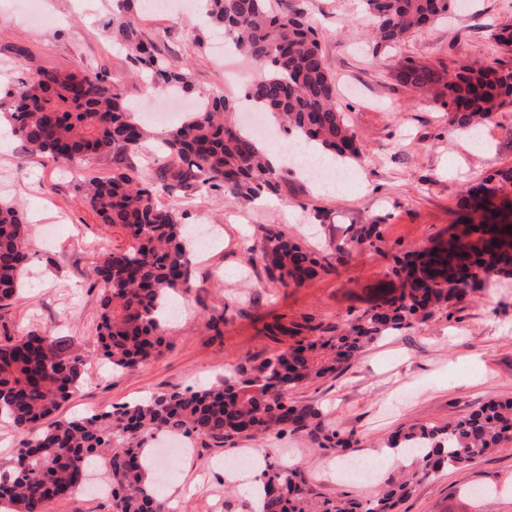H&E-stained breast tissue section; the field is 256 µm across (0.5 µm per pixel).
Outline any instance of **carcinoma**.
<instances>
[{"instance_id": "obj_1", "label": "carcinoma", "mask_w": 512, "mask_h": 512, "mask_svg": "<svg viewBox=\"0 0 512 512\" xmlns=\"http://www.w3.org/2000/svg\"><path fill=\"white\" fill-rule=\"evenodd\" d=\"M207 20L224 31L261 77L245 99L275 119L288 135L354 164L364 149L349 129L335 98V79L310 19L272 0H200ZM458 0H365L372 36L397 43L447 18ZM112 39L127 52L146 82L188 93L184 71L172 69L146 37L138 0H117ZM488 37L512 52V24L489 29ZM399 83L417 91L435 89L448 120L463 132L479 128L494 112L512 105V68L465 65L451 78L408 63ZM13 136L28 155L67 165L112 160V174L80 185L101 223L121 226L134 244L102 254L95 267L99 288L96 326L99 357L114 371L133 368L161 352L166 342L167 303L191 288L187 227L159 194L222 188L236 201L279 190V173L267 162L256 137L235 126V102L220 95L189 112L158 140L159 164L151 180L129 163L150 132L126 106L118 87L97 74L47 71L20 78L9 91ZM466 223L452 224L448 240L397 259L402 286L371 310L355 316L334 336L304 337L266 359L253 376L60 418L62 402L79 390L85 359L51 333H28L0 341V421L20 434V448L0 471V512H48L51 503L81 490L80 476L96 465L108 471L111 512H167L148 463L161 435L224 447L233 437L299 433L319 446L347 450L357 442L325 420L319 408L290 394L332 374L362 349L385 336L426 321L435 312L486 286L490 274L512 280V166L484 177L459 199ZM30 229L14 202L0 198V309L12 305L23 287ZM377 224L358 231L357 245L378 248ZM269 280L300 285L332 267L279 230H266L250 249ZM506 442H512V400L489 397L467 416L444 425L399 430L388 447L416 454L411 471L390 481L372 499L314 492L300 467L267 463L257 475L263 512H397L421 481L444 470L464 471Z\"/></svg>"}]
</instances>
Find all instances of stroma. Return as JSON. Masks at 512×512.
<instances>
[{
  "mask_svg": "<svg viewBox=\"0 0 512 512\" xmlns=\"http://www.w3.org/2000/svg\"><path fill=\"white\" fill-rule=\"evenodd\" d=\"M286 2L317 28L336 76V100L364 146L360 180L327 195L286 168L276 197L244 203L213 189L173 199L185 223L216 228L219 240L193 257L194 286L179 299L182 311L168 326V346L143 364L110 373L98 357L94 269L104 252L128 248L131 240L120 226L101 223L78 184L89 172L111 174V162L100 159L85 170L27 155L12 137L0 146V197L20 205L31 231L24 287L0 311V325L13 337L54 332L86 359L85 380L59 416L251 376L290 344L280 332L284 326L305 336L335 334L398 289L394 254L447 237L467 184L512 165V106L494 115L475 147L440 105L396 80L409 59L449 73L473 63L512 67V55L487 37L490 27L512 22V0H471L465 13L391 46L370 39L363 0ZM43 9L49 21L35 26L12 0H0V127L10 123L13 81L46 69L107 75L125 99L150 111L145 81L110 36L112 0H89L84 9L76 0H43ZM142 15L145 33L172 68L187 70L193 97L243 96L254 68L243 59L224 67L215 62L219 32L199 12L146 8ZM364 224L380 225L379 248L353 247ZM270 225L333 272L284 288L268 280L262 265H247L248 248ZM491 395L512 398V281L494 277L427 321L372 343L336 374L294 391V400L319 407L337 430L354 432L358 447L344 453L300 435L274 434L168 455L162 464L170 469L163 489L169 512H255L244 482L224 469L225 459L246 453L304 467L324 495L370 499L398 465L379 466L374 483H354L336 475L344 456L376 459L398 429L445 424ZM399 512H512V443L467 470L416 485Z\"/></svg>",
  "mask_w": 512,
  "mask_h": 512,
  "instance_id": "obj_1",
  "label": "stroma"
}]
</instances>
